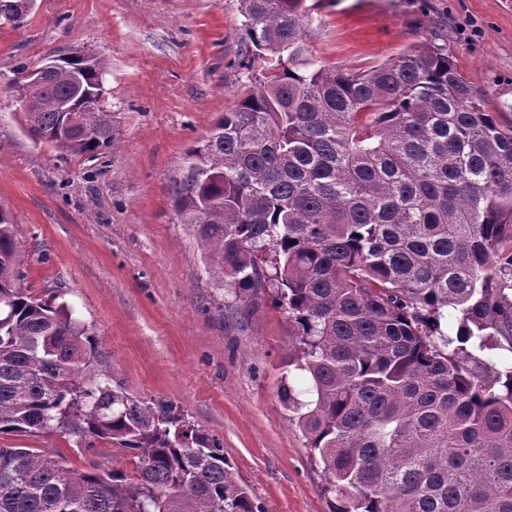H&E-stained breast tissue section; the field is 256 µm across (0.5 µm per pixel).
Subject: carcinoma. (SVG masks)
Wrapping results in <instances>:
<instances>
[{
  "label": "carcinoma",
  "instance_id": "1",
  "mask_svg": "<svg viewBox=\"0 0 512 512\" xmlns=\"http://www.w3.org/2000/svg\"><path fill=\"white\" fill-rule=\"evenodd\" d=\"M22 0H0L18 26ZM306 0H241L266 63L188 149L174 206L235 300L275 288L297 346L281 397L319 455L332 512H512V127L425 44L352 72L305 43ZM22 110L37 143L112 147L106 60H52ZM0 208V434L105 439L135 474L84 471L52 448L0 447V512H259L212 435L171 403L100 374L65 303L21 288ZM271 267L268 273L265 267ZM456 313L455 339L442 320Z\"/></svg>",
  "mask_w": 512,
  "mask_h": 512
}]
</instances>
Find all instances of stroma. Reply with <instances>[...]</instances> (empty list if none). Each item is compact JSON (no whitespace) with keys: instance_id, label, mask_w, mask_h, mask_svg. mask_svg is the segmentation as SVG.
Segmentation results:
<instances>
[{"instance_id":"stroma-1","label":"stroma","mask_w":512,"mask_h":512,"mask_svg":"<svg viewBox=\"0 0 512 512\" xmlns=\"http://www.w3.org/2000/svg\"><path fill=\"white\" fill-rule=\"evenodd\" d=\"M306 43L364 71L404 50L442 47L512 125V0H307ZM240 0H36L0 24V208L16 221L22 288L72 306L131 395L177 405L216 436L262 512H330L327 476L280 396L294 327L266 290L253 308L226 295L172 178L186 150L232 109ZM108 63L115 137L96 157L32 141L9 88L18 69L59 55ZM0 446L54 448L70 466L132 471L109 441L81 450L60 430L0 434Z\"/></svg>"}]
</instances>
